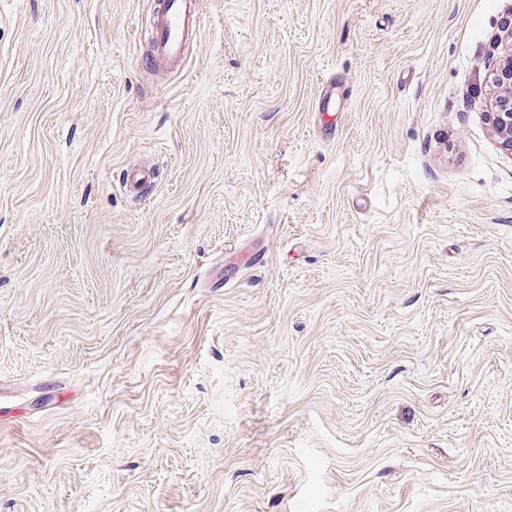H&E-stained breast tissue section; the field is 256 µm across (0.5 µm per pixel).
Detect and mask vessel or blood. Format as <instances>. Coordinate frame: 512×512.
Listing matches in <instances>:
<instances>
[{
  "instance_id": "vessel-or-blood-1",
  "label": "vessel or blood",
  "mask_w": 512,
  "mask_h": 512,
  "mask_svg": "<svg viewBox=\"0 0 512 512\" xmlns=\"http://www.w3.org/2000/svg\"><path fill=\"white\" fill-rule=\"evenodd\" d=\"M202 27L198 0H154L152 58L179 61Z\"/></svg>"
}]
</instances>
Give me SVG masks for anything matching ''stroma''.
I'll return each mask as SVG.
<instances>
[{
	"instance_id": "stroma-1",
	"label": "stroma",
	"mask_w": 512,
	"mask_h": 512,
	"mask_svg": "<svg viewBox=\"0 0 512 512\" xmlns=\"http://www.w3.org/2000/svg\"><path fill=\"white\" fill-rule=\"evenodd\" d=\"M151 2L0 0V512H512V0ZM152 58L179 61L188 41L200 33L202 20L197 0H155ZM505 56L493 73V83L498 88L492 113L493 125L504 136L512 150V31L506 37Z\"/></svg>"
}]
</instances>
